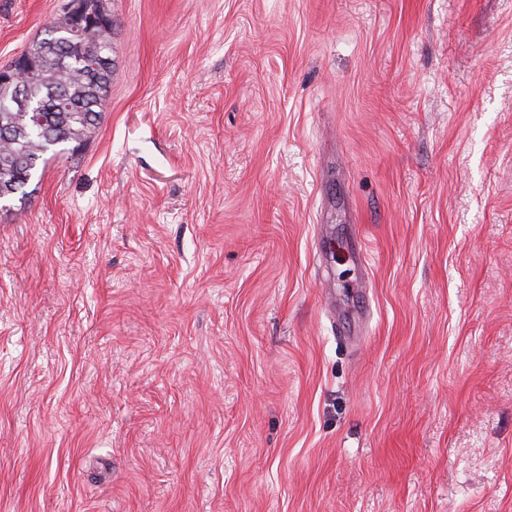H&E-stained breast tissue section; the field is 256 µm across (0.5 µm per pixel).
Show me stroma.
Returning a JSON list of instances; mask_svg holds the SVG:
<instances>
[{
	"label": "stroma",
	"instance_id": "35a3bbf8",
	"mask_svg": "<svg viewBox=\"0 0 512 512\" xmlns=\"http://www.w3.org/2000/svg\"><path fill=\"white\" fill-rule=\"evenodd\" d=\"M105 5L0 204V512H512V0Z\"/></svg>",
	"mask_w": 512,
	"mask_h": 512
}]
</instances>
